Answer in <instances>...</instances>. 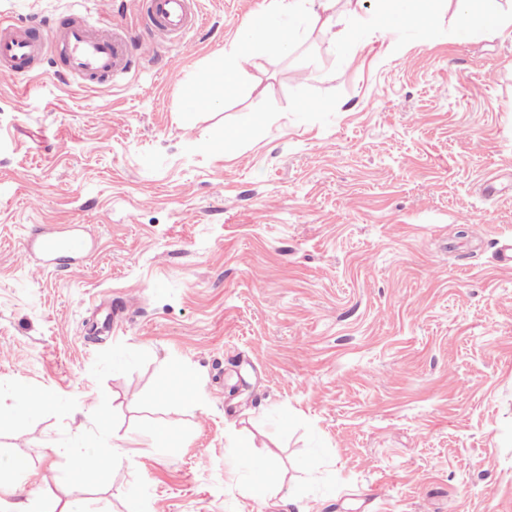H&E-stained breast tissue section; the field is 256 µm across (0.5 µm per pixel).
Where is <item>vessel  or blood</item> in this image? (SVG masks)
I'll return each mask as SVG.
<instances>
[{
    "label": "vessel or blood",
    "instance_id": "vessel-or-blood-1",
    "mask_svg": "<svg viewBox=\"0 0 512 512\" xmlns=\"http://www.w3.org/2000/svg\"><path fill=\"white\" fill-rule=\"evenodd\" d=\"M153 37L131 44L124 29L99 30L90 13L72 12L61 28L44 27L41 33L0 21V72L15 79L29 77L39 67L52 64L56 51H63L69 76L96 83L129 73L137 61L153 60L162 46L179 44L204 21L200 0H145ZM88 242L80 229L67 235L46 233L31 245L32 255L43 266L55 264L61 252H68L71 265L81 263Z\"/></svg>",
    "mask_w": 512,
    "mask_h": 512
}]
</instances>
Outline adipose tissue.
<instances>
[{
	"label": "adipose tissue",
	"instance_id": "1",
	"mask_svg": "<svg viewBox=\"0 0 512 512\" xmlns=\"http://www.w3.org/2000/svg\"><path fill=\"white\" fill-rule=\"evenodd\" d=\"M345 2L349 13H356V0H270L260 14L241 26L240 36L229 53V60L221 71L207 77L212 95L187 100L190 110H209L224 99V88L239 91L248 66L253 65V46H263L267 52L284 55L296 44L302 31L313 24L331 28L337 2ZM456 15L460 32L476 28L491 29L512 36V8L496 6L495 0H456ZM431 0H388L382 11L368 20L370 29L381 37L398 30L414 28L419 35H427L432 26ZM30 465L22 456L0 458V512H29L27 507H15L12 497L21 482L29 475Z\"/></svg>",
	"mask_w": 512,
	"mask_h": 512
}]
</instances>
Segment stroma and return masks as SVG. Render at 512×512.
Listing matches in <instances>:
<instances>
[{"label":"stroma","instance_id":"stroma-1","mask_svg":"<svg viewBox=\"0 0 512 512\" xmlns=\"http://www.w3.org/2000/svg\"><path fill=\"white\" fill-rule=\"evenodd\" d=\"M95 2L0 0V19ZM267 3L204 0L184 45L106 85L0 77V398L41 401L0 414V455L31 463L15 499L268 512L227 464L242 435L310 512H512V38L459 37L439 0L428 37L381 39L364 0L334 17L347 48L312 26L187 111ZM75 224L81 271L26 264ZM176 374L197 405L158 399ZM84 446L123 461L82 490ZM12 400L11 410L17 418H27L37 414L41 405L40 401L24 386L15 387Z\"/></svg>","mask_w":512,"mask_h":512}]
</instances>
